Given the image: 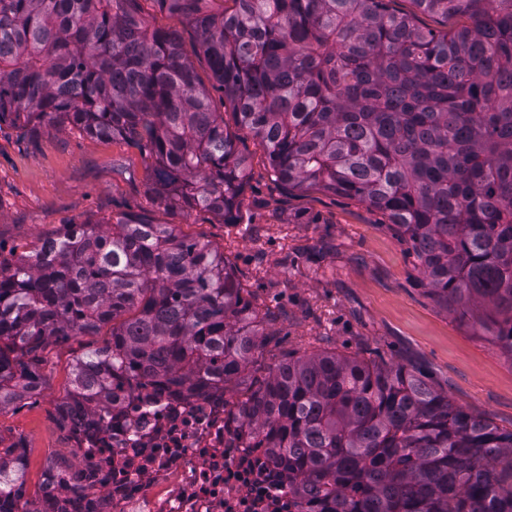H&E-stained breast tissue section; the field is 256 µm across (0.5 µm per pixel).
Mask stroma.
<instances>
[{
	"instance_id": "1",
	"label": "stroma",
	"mask_w": 512,
	"mask_h": 512,
	"mask_svg": "<svg viewBox=\"0 0 512 512\" xmlns=\"http://www.w3.org/2000/svg\"><path fill=\"white\" fill-rule=\"evenodd\" d=\"M149 21L182 29L186 56L221 106L223 94L212 88L191 30L168 14H150ZM224 123L236 129L249 157L232 224L203 209H166L151 189L152 159L123 139L1 122L0 263L14 264L63 225L141 213L218 247L245 296L272 314L247 381L263 380L286 353L330 350L415 368L467 412L512 430V361L430 297L420 262L387 217L344 196L286 192L271 177L264 147L237 128L232 111ZM109 335L105 329L51 347L42 393L0 412V440L27 442L28 494L39 490L50 459L71 457L55 407L70 386L75 358Z\"/></svg>"
}]
</instances>
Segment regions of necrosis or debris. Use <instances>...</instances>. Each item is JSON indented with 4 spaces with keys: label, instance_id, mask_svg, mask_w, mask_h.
Instances as JSON below:
<instances>
[{
    "label": "necrosis or debris",
    "instance_id": "4bbe7bcc",
    "mask_svg": "<svg viewBox=\"0 0 512 512\" xmlns=\"http://www.w3.org/2000/svg\"><path fill=\"white\" fill-rule=\"evenodd\" d=\"M78 461L31 512H301L281 470L252 447L222 390L122 394L92 433L70 430Z\"/></svg>",
    "mask_w": 512,
    "mask_h": 512
}]
</instances>
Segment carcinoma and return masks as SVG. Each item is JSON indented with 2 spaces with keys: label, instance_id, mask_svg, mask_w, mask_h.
Returning <instances> with one entry per match:
<instances>
[{
  "label": "carcinoma",
  "instance_id": "obj_1",
  "mask_svg": "<svg viewBox=\"0 0 512 512\" xmlns=\"http://www.w3.org/2000/svg\"><path fill=\"white\" fill-rule=\"evenodd\" d=\"M0 0V121L121 137L173 210L234 223L248 159L182 49L197 37L274 180L384 213L429 295L512 360V0ZM465 23L424 29L416 13ZM271 321L224 253L142 215L66 224L0 265V412L45 384L50 346L94 336L56 414L99 424L116 390L227 388ZM232 410L308 512H512V430L401 365L334 351L285 358ZM14 449L0 512H30Z\"/></svg>",
  "mask_w": 512,
  "mask_h": 512
}]
</instances>
